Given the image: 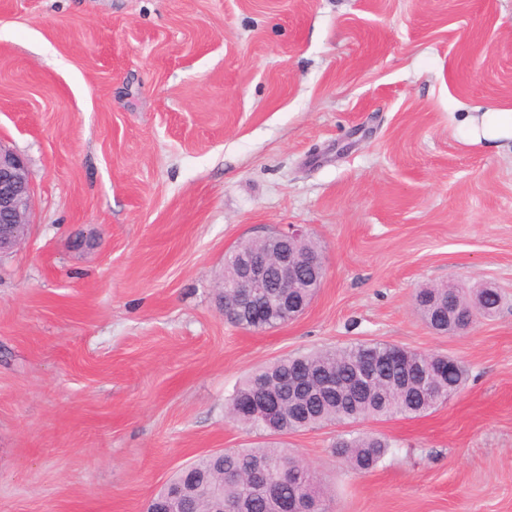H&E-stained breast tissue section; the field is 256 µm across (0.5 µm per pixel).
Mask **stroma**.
Segmentation results:
<instances>
[{"label": "stroma", "mask_w": 512, "mask_h": 512, "mask_svg": "<svg viewBox=\"0 0 512 512\" xmlns=\"http://www.w3.org/2000/svg\"><path fill=\"white\" fill-rule=\"evenodd\" d=\"M512 0H0V141L34 187L0 257V512H143L184 465L276 445L329 512H512ZM295 225L322 286L295 320L224 318V253ZM493 283L453 335L417 288ZM379 341L457 359L354 472L344 425L264 436L227 402L256 368ZM462 126L471 136L494 142L512 138V110L508 112H483L481 115L467 113Z\"/></svg>", "instance_id": "1"}]
</instances>
